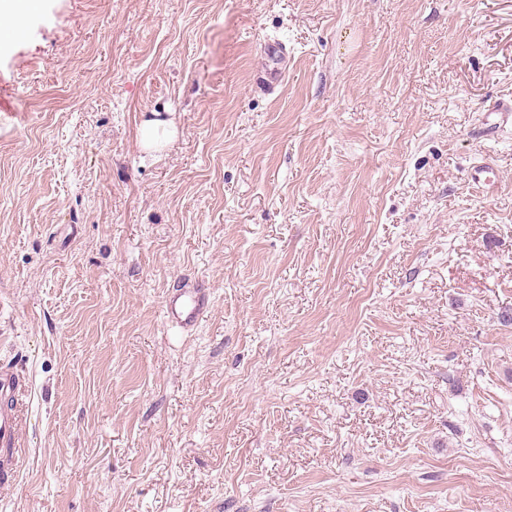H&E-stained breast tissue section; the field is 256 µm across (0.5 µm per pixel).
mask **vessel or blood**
I'll use <instances>...</instances> for the list:
<instances>
[{"label":"vessel or blood","mask_w":512,"mask_h":512,"mask_svg":"<svg viewBox=\"0 0 512 512\" xmlns=\"http://www.w3.org/2000/svg\"><path fill=\"white\" fill-rule=\"evenodd\" d=\"M489 128L501 132L512 126V99L500 100L488 109ZM204 293L188 285L174 296L167 314L178 324L191 325L206 309ZM8 397V404H0V471L9 472L22 456L23 430L26 422L25 390L19 376L11 370L0 369V397Z\"/></svg>","instance_id":"1"}]
</instances>
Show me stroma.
Returning a JSON list of instances; mask_svg holds the SVG:
<instances>
[{"mask_svg": "<svg viewBox=\"0 0 512 512\" xmlns=\"http://www.w3.org/2000/svg\"><path fill=\"white\" fill-rule=\"evenodd\" d=\"M0 89V512H512V0H38ZM487 119L493 118L488 121L487 127L494 129V132H504L509 126H512V99L500 100L495 105L487 110ZM173 122L160 119H147L141 125L140 136L144 148L159 151L175 135ZM206 307L204 293L199 288L187 284L169 301L167 314L172 321L182 326H189ZM1 396L11 399V404L0 405V465L2 475H7L19 463L25 445V389L14 371L0 369Z\"/></svg>", "mask_w": 512, "mask_h": 512, "instance_id": "obj_1", "label": "stroma"}]
</instances>
